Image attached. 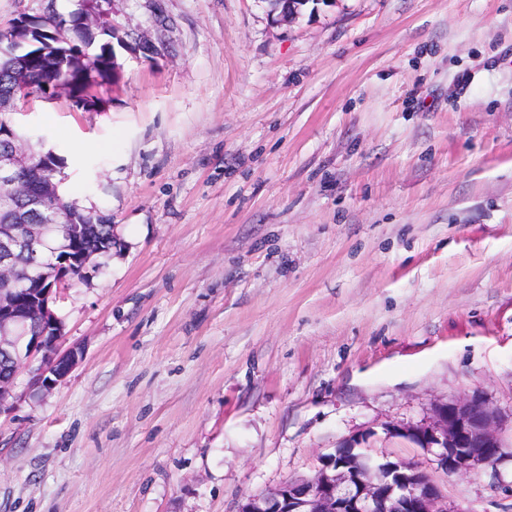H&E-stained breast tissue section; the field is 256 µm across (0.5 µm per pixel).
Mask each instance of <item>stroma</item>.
I'll return each instance as SVG.
<instances>
[{"label":"stroma","mask_w":512,"mask_h":512,"mask_svg":"<svg viewBox=\"0 0 512 512\" xmlns=\"http://www.w3.org/2000/svg\"><path fill=\"white\" fill-rule=\"evenodd\" d=\"M121 78L12 119L112 219L76 369L0 417V512H238L473 392L512 410V0H117ZM448 500L512 512L490 472Z\"/></svg>","instance_id":"stroma-1"}]
</instances>
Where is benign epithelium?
Instances as JSON below:
<instances>
[{"label":"benign epithelium","mask_w":512,"mask_h":512,"mask_svg":"<svg viewBox=\"0 0 512 512\" xmlns=\"http://www.w3.org/2000/svg\"><path fill=\"white\" fill-rule=\"evenodd\" d=\"M23 15L13 25L14 47L29 51L38 43ZM43 98L29 82L17 78L13 91L0 96V112L13 114L32 98ZM52 150L34 152L18 137L0 148V358L28 371L18 392L14 375L0 378V414L14 409L26 395L51 392L79 364L81 352L59 351L62 324L53 310L59 293L71 280L72 266L83 274L98 273L107 251L95 245L77 223L60 195L51 172ZM512 413L505 414L478 393L440 402L432 420L395 431L433 455L436 468L449 476L491 471L504 489L500 466L512 457L504 450L503 432ZM353 440L327 455L316 474L286 482L274 491L253 495L238 512H469L448 502L425 469L390 461L364 451Z\"/></svg>","instance_id":"7a95c632"}]
</instances>
